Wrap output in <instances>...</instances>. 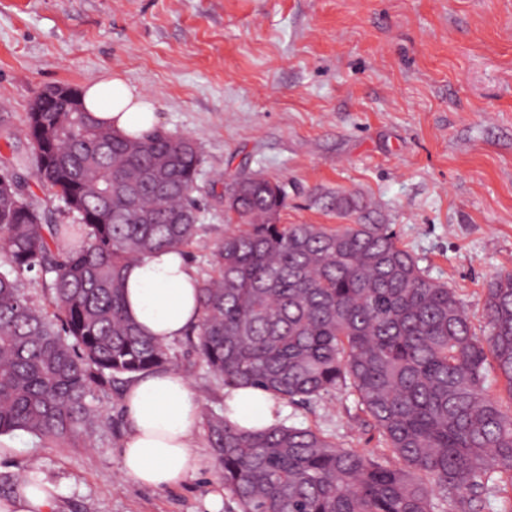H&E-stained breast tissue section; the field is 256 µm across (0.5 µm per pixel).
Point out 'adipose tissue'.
<instances>
[{
	"instance_id": "adipose-tissue-1",
	"label": "adipose tissue",
	"mask_w": 512,
	"mask_h": 512,
	"mask_svg": "<svg viewBox=\"0 0 512 512\" xmlns=\"http://www.w3.org/2000/svg\"><path fill=\"white\" fill-rule=\"evenodd\" d=\"M81 101L87 112L119 134L143 136L159 124L154 102L121 74L108 73L86 84ZM125 309L140 331L166 345L197 324L198 277L183 252L162 249L124 272ZM229 418L245 429L268 428L281 417L269 393L253 387L227 389ZM124 413L128 433L121 449L124 474L139 485L166 489L180 485L201 467L191 437L200 401L180 375L156 372L127 387ZM54 487L45 480L21 481L0 512H52Z\"/></svg>"
}]
</instances>
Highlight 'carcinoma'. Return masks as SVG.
Listing matches in <instances>:
<instances>
[{"mask_svg": "<svg viewBox=\"0 0 512 512\" xmlns=\"http://www.w3.org/2000/svg\"><path fill=\"white\" fill-rule=\"evenodd\" d=\"M29 163L57 189L73 223L53 224L0 172V435L66 443L94 429L95 389L169 371L171 349L124 308V270L196 241L201 153L189 135L120 138L88 112H27ZM224 209L248 229L212 246L199 280L193 346L225 387L290 405L333 391L354 397L383 448L339 447L326 433L278 423L205 424L238 512H512V273L486 288L487 331L456 293L428 280L388 224H280L284 187L260 172L225 175ZM346 218L358 198L321 197ZM72 241L70 248L62 242ZM37 272L48 313L19 288Z\"/></svg>", "mask_w": 512, "mask_h": 512, "instance_id": "carcinoma-1", "label": "carcinoma"}]
</instances>
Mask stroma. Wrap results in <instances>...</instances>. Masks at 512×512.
<instances>
[{
    "label": "stroma",
    "instance_id": "35a3bbf8",
    "mask_svg": "<svg viewBox=\"0 0 512 512\" xmlns=\"http://www.w3.org/2000/svg\"><path fill=\"white\" fill-rule=\"evenodd\" d=\"M114 71L151 96L163 129L200 146V231L185 250L197 276L211 270L210 244L239 229L224 174L245 167L284 185L282 224L338 227L315 193L360 196L483 330L485 288L512 272V0H0V167L54 222L72 217L21 163L25 115L46 88ZM171 348L203 412L223 414V382L187 338ZM88 402L92 443L0 437V499L34 460L55 487L53 512H210L216 500L238 512L205 425L192 436L200 470L147 489L121 470V390ZM280 420L344 448L378 445L340 392L283 405Z\"/></svg>",
    "mask_w": 512,
    "mask_h": 512
}]
</instances>
